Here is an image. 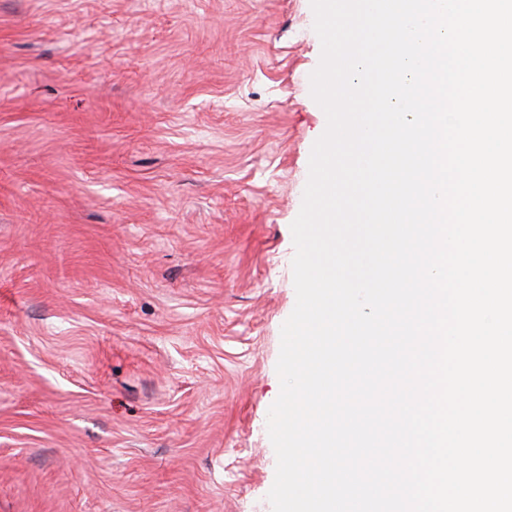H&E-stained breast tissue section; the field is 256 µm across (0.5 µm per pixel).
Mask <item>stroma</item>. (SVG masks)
Wrapping results in <instances>:
<instances>
[{
    "mask_svg": "<svg viewBox=\"0 0 512 512\" xmlns=\"http://www.w3.org/2000/svg\"><path fill=\"white\" fill-rule=\"evenodd\" d=\"M310 0H0V512H272Z\"/></svg>",
    "mask_w": 512,
    "mask_h": 512,
    "instance_id": "1",
    "label": "stroma"
}]
</instances>
